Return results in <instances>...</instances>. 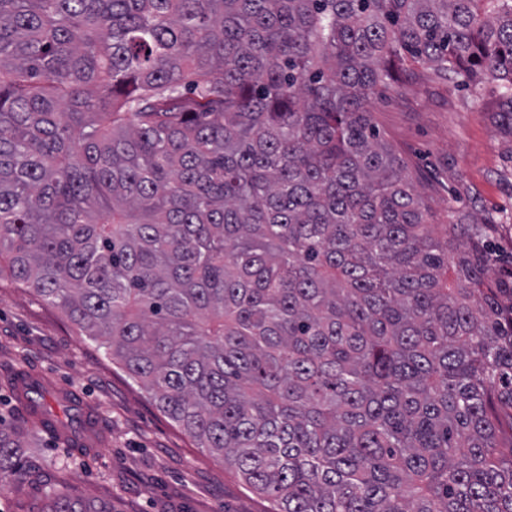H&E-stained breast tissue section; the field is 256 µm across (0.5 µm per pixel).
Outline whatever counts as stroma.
<instances>
[{
	"instance_id": "1",
	"label": "stroma",
	"mask_w": 512,
	"mask_h": 512,
	"mask_svg": "<svg viewBox=\"0 0 512 512\" xmlns=\"http://www.w3.org/2000/svg\"><path fill=\"white\" fill-rule=\"evenodd\" d=\"M399 89H379L374 121L417 183L433 224L449 207L494 225L490 241L512 267V144L493 124L490 105L418 66H404ZM32 370L45 380V405L61 413L58 386L77 393L97 418V441L70 456L38 429L26 453L56 491L108 501L113 512H271L221 460L168 419L98 342L79 335L59 310L9 276L0 277V417L24 409L8 378Z\"/></svg>"
}]
</instances>
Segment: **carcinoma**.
I'll return each instance as SVG.
<instances>
[{
	"label": "carcinoma",
	"instance_id": "obj_1",
	"mask_svg": "<svg viewBox=\"0 0 512 512\" xmlns=\"http://www.w3.org/2000/svg\"><path fill=\"white\" fill-rule=\"evenodd\" d=\"M398 62L512 142V0H0V274L273 512H512V268L428 228L367 108ZM30 423L85 451L0 425V485Z\"/></svg>",
	"mask_w": 512,
	"mask_h": 512
}]
</instances>
